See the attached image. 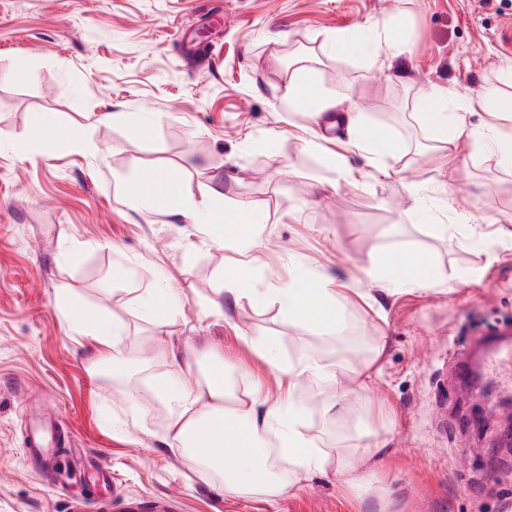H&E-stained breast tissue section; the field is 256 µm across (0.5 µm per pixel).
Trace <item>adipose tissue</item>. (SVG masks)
<instances>
[{"label": "adipose tissue", "instance_id": "1", "mask_svg": "<svg viewBox=\"0 0 512 512\" xmlns=\"http://www.w3.org/2000/svg\"><path fill=\"white\" fill-rule=\"evenodd\" d=\"M325 47L334 55L364 56L374 65L389 69L409 53L407 41L392 27H375L364 36L336 33L327 36ZM337 101L319 85L314 68L300 65L288 78V109L292 112L320 114L336 107ZM421 119L433 136L439 153L467 135L463 116L448 104V92L435 89L422 100ZM496 122L484 128L479 137L497 164L512 166V106L492 110ZM267 226L254 212L228 216L225 222L208 225L211 246L235 243L238 258L222 272L221 288L216 289L208 313L224 314L225 298L248 300L254 304L277 305L284 318L304 334L327 333L338 329L343 320L336 306L335 278L308 271L294 272L288 282L268 281L265 288L257 282L264 270L261 260L262 236ZM370 278L415 288H430L441 279V272L424 255L407 249H394L378 257L371 265ZM173 289L166 284L148 289L140 298L141 313L150 325L143 341L160 349L168 334L167 319L159 310L172 306ZM129 328L122 321L100 317L89 337L94 345L95 364H111L118 341ZM249 345L264 361L269 372L286 380L290 392L277 399L262 394L258 386L243 393L229 383L224 360L211 347L195 352L194 368L188 369L167 398L173 406L167 425V437L181 448L187 466L194 471H212L224 480L226 492L242 498L256 496L276 500L288 493L294 483L311 473L324 470L328 458L325 449L308 439L293 402L291 392L306 379L327 384L340 382L334 364L310 357L284 360L276 344L267 338L250 340ZM278 440L276 454L262 446L266 435ZM286 463L291 479H283L278 463Z\"/></svg>", "mask_w": 512, "mask_h": 512}]
</instances>
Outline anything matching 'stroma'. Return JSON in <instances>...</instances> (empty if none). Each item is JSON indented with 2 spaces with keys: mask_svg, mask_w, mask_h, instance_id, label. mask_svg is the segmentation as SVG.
<instances>
[{
  "mask_svg": "<svg viewBox=\"0 0 512 512\" xmlns=\"http://www.w3.org/2000/svg\"><path fill=\"white\" fill-rule=\"evenodd\" d=\"M392 23L411 43L392 69L322 47L328 34ZM302 54L321 86L391 135L385 172L354 148L348 121L289 113L288 67ZM435 88L468 104L475 130L488 120L475 101H512V0H0V512H70L75 498L85 512H123L129 498L174 512H512V447L486 455L496 412L454 376L473 337L512 328V168L473 138L448 160L433 150L416 103ZM323 135L351 180L304 149ZM163 173L173 194L214 188L226 209L265 214L268 276L339 277L340 332L300 334L277 306L245 300L205 317L235 248H212L168 198L134 207L115 188ZM392 248L429 255L442 280L372 281L367 269ZM160 283L186 300L159 354L140 340L139 298ZM70 304L129 326L114 351L127 372L113 383L91 368L89 325ZM258 332L285 358L371 376L362 392L313 381L295 391L305 432L331 456L274 502L190 472L165 441L158 391L175 361L209 345L278 396L246 343ZM29 401L59 417L70 448L58 474L28 460ZM375 440L371 484L348 494L336 465H359L357 447Z\"/></svg>",
  "mask_w": 512,
  "mask_h": 512,
  "instance_id": "obj_1",
  "label": "stroma"
}]
</instances>
